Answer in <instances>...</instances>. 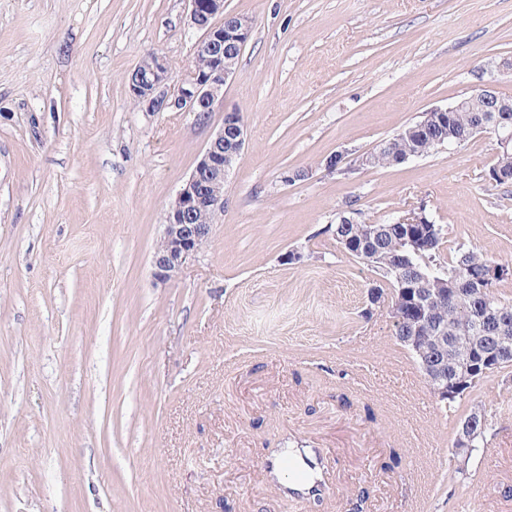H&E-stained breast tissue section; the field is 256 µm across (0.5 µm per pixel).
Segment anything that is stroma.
Here are the masks:
<instances>
[{"label":"stroma","mask_w":512,"mask_h":512,"mask_svg":"<svg viewBox=\"0 0 512 512\" xmlns=\"http://www.w3.org/2000/svg\"><path fill=\"white\" fill-rule=\"evenodd\" d=\"M224 9L253 29L203 121L128 89L149 53L190 66L187 0H0V512H512V368L458 399L488 429L457 459L456 414L369 302L379 275L329 230L422 214L512 258L491 135L358 162L484 83L512 95V0ZM228 111L245 146L224 214L157 283L167 205ZM296 448L320 449L323 500L263 474Z\"/></svg>","instance_id":"stroma-1"}]
</instances>
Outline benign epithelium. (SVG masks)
I'll return each mask as SVG.
<instances>
[{
  "mask_svg": "<svg viewBox=\"0 0 512 512\" xmlns=\"http://www.w3.org/2000/svg\"><path fill=\"white\" fill-rule=\"evenodd\" d=\"M192 25L202 33L195 56L206 65L189 68L176 81L174 92L164 88L172 81L167 60L157 54L140 63L128 77L132 98L153 112L164 109L196 112L203 118L224 101V87L236 74L238 59L248 41L253 22L241 14L224 12V0H188ZM472 112H490L491 121L473 128V135L490 133L496 138L497 153L512 152V95L486 84L468 100L426 110L423 124L444 122L448 113L459 112L468 102ZM245 144V125L237 112L224 113L222 125L210 136L196 159L194 169L169 204L166 223L152 255L156 281L165 283L181 272L213 234L214 224L224 213V182ZM512 356L508 337H498L494 351L461 363L453 380L443 370L442 360L432 356L424 361L426 377L434 392L448 395V387L460 388L479 365H488ZM484 416L473 412L459 429L453 451L465 458L471 455V441Z\"/></svg>",
  "mask_w": 512,
  "mask_h": 512,
  "instance_id": "7a95c632",
  "label": "benign epithelium"
}]
</instances>
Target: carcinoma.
<instances>
[{
  "mask_svg": "<svg viewBox=\"0 0 512 512\" xmlns=\"http://www.w3.org/2000/svg\"><path fill=\"white\" fill-rule=\"evenodd\" d=\"M473 112H454L442 127L410 131L405 128L388 140L387 153L379 166H391L415 150L424 155L440 141L466 142L470 138ZM377 235L368 234V224L355 220L339 222L333 233L343 250L373 268L391 294V304L398 305L403 320L393 322V335L407 349V318L411 304L404 301V289L421 288L432 293L434 300L424 305L422 335L448 336V375H453L465 360L467 351L485 348L501 335L497 312L512 311L494 293L496 285L481 286L471 275L490 264H511L512 259H492L474 246H461L448 265L438 263L445 243L443 226L400 224L396 221L377 225Z\"/></svg>",
  "mask_w": 512,
  "mask_h": 512,
  "instance_id": "cac0c4a2",
  "label": "carcinoma"
}]
</instances>
